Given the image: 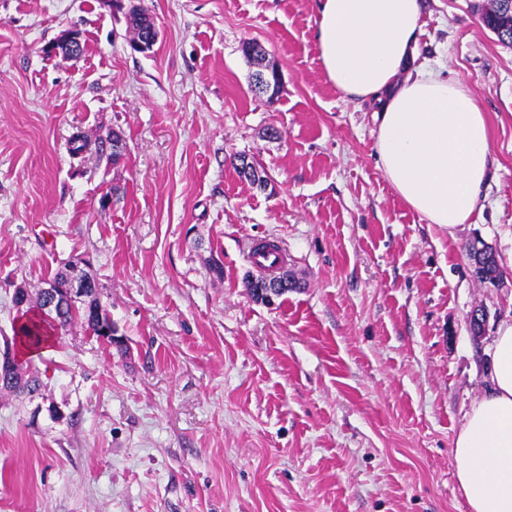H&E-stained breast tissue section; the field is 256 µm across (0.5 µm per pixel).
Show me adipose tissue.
Here are the masks:
<instances>
[{
  "label": "adipose tissue",
  "mask_w": 512,
  "mask_h": 512,
  "mask_svg": "<svg viewBox=\"0 0 512 512\" xmlns=\"http://www.w3.org/2000/svg\"><path fill=\"white\" fill-rule=\"evenodd\" d=\"M420 20L419 0H321L319 58L344 97H382L379 167L411 211L452 233L477 209L491 138L459 83L425 67L399 80ZM453 454L469 512H512V323L497 331L488 386L467 411Z\"/></svg>",
  "instance_id": "1"
}]
</instances>
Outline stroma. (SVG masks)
Segmentation results:
<instances>
[{
    "label": "stroma",
    "instance_id": "1",
    "mask_svg": "<svg viewBox=\"0 0 512 512\" xmlns=\"http://www.w3.org/2000/svg\"><path fill=\"white\" fill-rule=\"evenodd\" d=\"M134 3L159 27L147 54ZM422 4L408 66L473 95L494 157L452 237L379 168L378 100L326 80L318 0H0V337L15 288L72 262L124 338L68 326L32 359L43 398L0 393V512H468L453 440L512 320V47L489 0ZM71 30L80 57L47 53ZM246 41L281 70L275 102ZM114 131L118 160L70 156ZM266 236L299 283L270 303L248 286ZM477 239L498 285L473 275ZM476 243L484 245L481 240H476L467 247L468 258L473 267V273L483 283L495 284L503 278L504 270L500 266L496 252L486 254L480 251Z\"/></svg>",
    "mask_w": 512,
    "mask_h": 512
}]
</instances>
